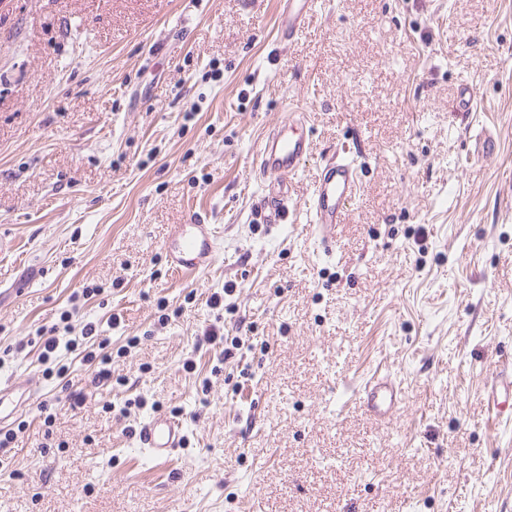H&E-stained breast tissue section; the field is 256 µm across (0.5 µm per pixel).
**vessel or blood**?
<instances>
[{
	"label": "vessel or blood",
	"instance_id": "1",
	"mask_svg": "<svg viewBox=\"0 0 512 512\" xmlns=\"http://www.w3.org/2000/svg\"><path fill=\"white\" fill-rule=\"evenodd\" d=\"M317 7V0H280L277 33L280 43H291ZM304 113H293L278 122L261 140L252 158V171L265 183L262 209L266 223H283L288 213V181L313 153V143L303 135ZM359 191L355 164L343 152L322 160L315 187L306 202L307 215L324 254H332L334 231ZM164 248L173 272L198 271L209 267L217 253V236L211 224H178ZM359 402L370 412L388 416L397 409L402 392L387 374H374L357 392ZM27 386L0 382V425L30 402ZM483 402L503 423L512 422V372L497 371L483 387ZM187 434L181 421L157 415L145 421L137 439L153 462L171 458L185 446Z\"/></svg>",
	"mask_w": 512,
	"mask_h": 512
}]
</instances>
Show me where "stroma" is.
<instances>
[{
  "instance_id": "obj_1",
  "label": "stroma",
  "mask_w": 512,
  "mask_h": 512,
  "mask_svg": "<svg viewBox=\"0 0 512 512\" xmlns=\"http://www.w3.org/2000/svg\"><path fill=\"white\" fill-rule=\"evenodd\" d=\"M277 2L0 0V381L54 415L23 413L0 512H512L482 399L512 366V0H320L287 45ZM297 108L313 155L271 226L252 155ZM339 149L360 190L327 256L302 206ZM198 221L216 260L172 276ZM89 322L112 386L74 410L89 367L30 340ZM376 372L404 391L386 422L356 398ZM155 411L187 430L159 467ZM164 248L173 272L205 269L213 263L217 253L215 225L175 224Z\"/></svg>"
}]
</instances>
